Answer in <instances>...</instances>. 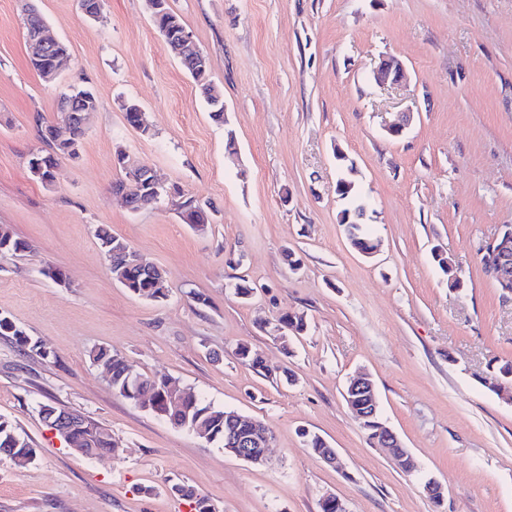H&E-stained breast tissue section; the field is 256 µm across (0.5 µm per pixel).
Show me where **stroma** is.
<instances>
[{
  "label": "stroma",
  "instance_id": "obj_1",
  "mask_svg": "<svg viewBox=\"0 0 512 512\" xmlns=\"http://www.w3.org/2000/svg\"><path fill=\"white\" fill-rule=\"evenodd\" d=\"M35 3L70 58L43 80L28 62L21 0H0V224L32 247L0 258V313L53 357L0 336V416L38 450L24 463L0 458V512H183L179 485L217 512H320L329 493L347 512H512V402L482 383L512 361V294L477 251L512 225V0H168L210 58L221 123L147 0H105L93 19L80 0ZM389 56L407 85L375 84ZM85 86L99 107L80 154L43 184L28 165L40 125L56 120L62 92ZM129 103L146 130L127 123ZM404 112L411 125L390 136ZM142 165L211 205L205 231L172 203L134 213L113 194ZM350 167L380 243L371 257L338 222L336 184ZM100 224L165 272V301L113 279ZM48 264L66 285L43 275ZM239 281L248 299L234 296ZM287 311L307 322L288 355L273 331ZM242 343L262 370L238 359ZM100 345L263 421L274 434L266 464L115 394L89 358ZM358 371L372 376L414 471L348 410ZM42 402L109 429L116 452L69 448ZM305 430L335 448L338 466L305 446ZM431 478L442 502L424 490Z\"/></svg>",
  "mask_w": 512,
  "mask_h": 512
}]
</instances>
